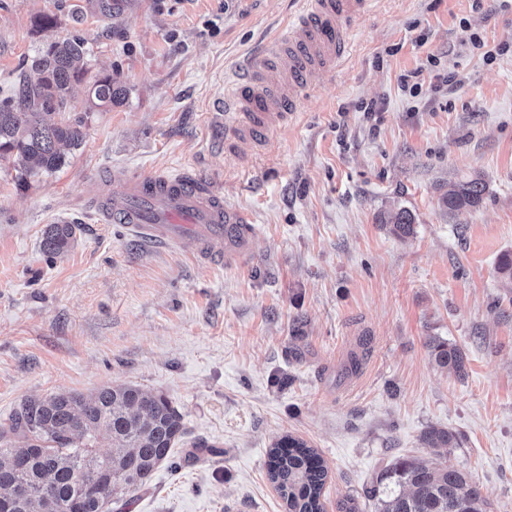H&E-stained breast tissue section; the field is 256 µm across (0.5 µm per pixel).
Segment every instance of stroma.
I'll return each mask as SVG.
<instances>
[{"label": "stroma", "mask_w": 512, "mask_h": 512, "mask_svg": "<svg viewBox=\"0 0 512 512\" xmlns=\"http://www.w3.org/2000/svg\"><path fill=\"white\" fill-rule=\"evenodd\" d=\"M297 8L0 0V101L17 96L39 50L72 37L91 50L90 75L123 89L98 108L74 84L68 109L88 119L60 170L0 167V422L59 391L134 383L165 394L184 444L219 453L184 459L175 475L159 467L122 512H285L267 463L286 435L324 459L325 512L347 497L377 512L385 467L433 459L422 436L445 428L459 439L448 464L493 512H512V282L499 272L512 258V48L490 63L480 49L512 45V9L373 0L296 120L228 151L212 106ZM411 73L415 97L402 90ZM370 101L375 122L359 109ZM118 168L215 185L254 218L249 256L211 266L190 242L145 244L101 222L97 191ZM477 175L479 206L442 207L450 183ZM402 207L415 217L407 237L378 221ZM50 224L77 227L54 256L41 247ZM433 337L464 352V376L435 364Z\"/></svg>", "instance_id": "1"}]
</instances>
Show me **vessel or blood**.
I'll return each mask as SVG.
<instances>
[{"mask_svg":"<svg viewBox=\"0 0 512 512\" xmlns=\"http://www.w3.org/2000/svg\"><path fill=\"white\" fill-rule=\"evenodd\" d=\"M303 7L273 37L262 64H246L224 107L233 121L224 133L230 150L262 141L295 112L298 98L340 63L348 41L342 23L367 10L372 0H302ZM123 204L101 197V219L120 224L132 236L175 245L192 237L208 263L243 258L256 234L252 215L225 202L213 184L184 173L112 176Z\"/></svg>","mask_w":512,"mask_h":512,"instance_id":"b4317fda","label":"vessel or blood"}]
</instances>
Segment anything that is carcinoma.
I'll return each mask as SVG.
<instances>
[{
  "instance_id": "carcinoma-1",
  "label": "carcinoma",
  "mask_w": 512,
  "mask_h": 512,
  "mask_svg": "<svg viewBox=\"0 0 512 512\" xmlns=\"http://www.w3.org/2000/svg\"><path fill=\"white\" fill-rule=\"evenodd\" d=\"M90 50L81 38L55 41L32 61L18 104L0 102V165L26 174L53 172L64 164L63 148L79 145L85 116L66 113L74 83L88 73ZM90 92L110 106L120 90L112 75L97 76ZM486 185L479 177L451 185L441 201L450 211L478 206ZM381 226L398 237L414 232L413 214L402 208L381 217ZM73 224H50L42 248L56 255L75 236ZM437 366L461 376L466 357L456 346L429 341ZM185 435L182 415L166 395L137 385L103 386L90 395L61 391L22 404L0 424V512H65L75 500L95 512L97 498L118 503L150 488L162 465L182 467L175 448ZM422 441L447 448L457 436L431 427ZM106 443L108 451L101 452ZM268 473L287 512H324L322 492L328 468L316 449L285 437L269 452ZM378 512H490L491 505L466 472L435 461L401 458L380 478Z\"/></svg>"
}]
</instances>
